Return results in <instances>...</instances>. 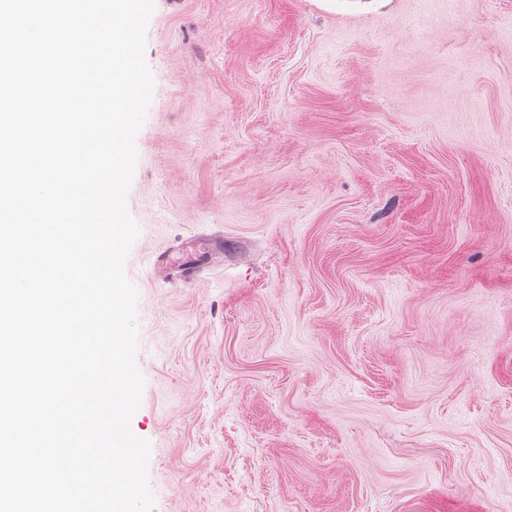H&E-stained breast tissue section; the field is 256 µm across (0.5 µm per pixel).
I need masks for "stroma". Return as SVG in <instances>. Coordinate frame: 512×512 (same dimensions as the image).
<instances>
[{
  "mask_svg": "<svg viewBox=\"0 0 512 512\" xmlns=\"http://www.w3.org/2000/svg\"><path fill=\"white\" fill-rule=\"evenodd\" d=\"M145 57L155 512H512V0H155Z\"/></svg>",
  "mask_w": 512,
  "mask_h": 512,
  "instance_id": "obj_1",
  "label": "stroma"
}]
</instances>
